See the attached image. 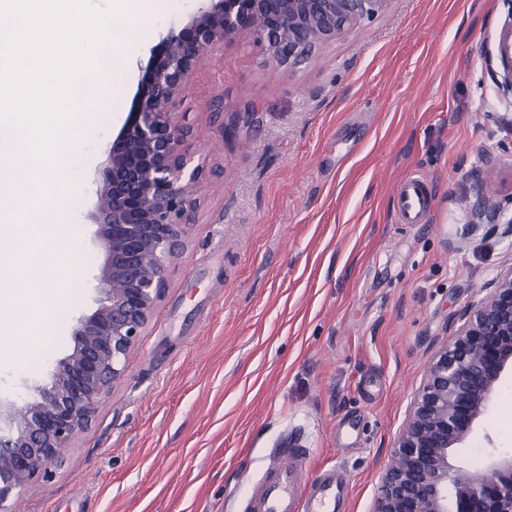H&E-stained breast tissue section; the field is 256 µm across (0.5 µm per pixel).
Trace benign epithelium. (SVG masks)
<instances>
[{
	"mask_svg": "<svg viewBox=\"0 0 512 512\" xmlns=\"http://www.w3.org/2000/svg\"><path fill=\"white\" fill-rule=\"evenodd\" d=\"M391 0H205L187 27L164 37L141 81L137 105L97 170V225L104 260L96 274L97 309L76 320L72 352L46 383L0 405V512H14L25 487L48 473L84 431L143 335L165 290V269L184 250L197 199L188 187L189 129L177 108L197 70L241 35L264 46L269 63L293 68L344 30L388 8ZM501 91L512 96V14L497 44ZM477 221L500 206L477 186ZM478 302L454 313L455 340L440 347L392 451L374 512H512V453H491L474 470L451 456L512 371V267Z\"/></svg>",
	"mask_w": 512,
	"mask_h": 512,
	"instance_id": "benign-epithelium-1",
	"label": "benign epithelium"
}]
</instances>
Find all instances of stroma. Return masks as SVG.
<instances>
[{"label":"stroma","instance_id":"1","mask_svg":"<svg viewBox=\"0 0 512 512\" xmlns=\"http://www.w3.org/2000/svg\"><path fill=\"white\" fill-rule=\"evenodd\" d=\"M200 4L164 0L152 18L111 23L127 63L65 162L78 227L68 290L29 359L0 361V399L49 381L76 316L97 308L92 179L155 46ZM511 13L512 0H392L295 68L248 36L202 65L180 106L203 166L185 250L90 426L16 512H243L294 442L310 474L347 473L346 512H373L430 340L453 341L450 316L512 267V226L474 221L480 190L512 216V96L489 65ZM412 176L433 204L403 224L393 188ZM493 452H512L510 374L453 463L478 468Z\"/></svg>","mask_w":512,"mask_h":512}]
</instances>
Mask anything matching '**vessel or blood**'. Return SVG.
<instances>
[{
    "instance_id": "obj_1",
    "label": "vessel or blood",
    "mask_w": 512,
    "mask_h": 512,
    "mask_svg": "<svg viewBox=\"0 0 512 512\" xmlns=\"http://www.w3.org/2000/svg\"><path fill=\"white\" fill-rule=\"evenodd\" d=\"M395 196L405 224L421 223L433 201L429 185L416 177L398 182ZM288 455V464L267 467L249 494L247 512H344L350 490L345 472L332 467L313 477L309 449L296 446Z\"/></svg>"
}]
</instances>
